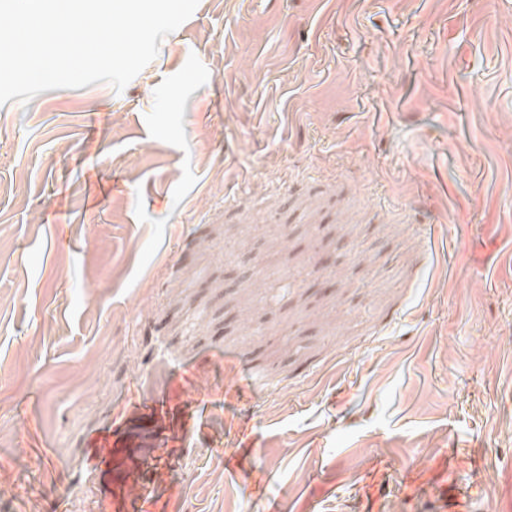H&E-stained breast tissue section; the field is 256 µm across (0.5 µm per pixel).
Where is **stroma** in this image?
Wrapping results in <instances>:
<instances>
[{
    "instance_id": "35a3bbf8",
    "label": "stroma",
    "mask_w": 512,
    "mask_h": 512,
    "mask_svg": "<svg viewBox=\"0 0 512 512\" xmlns=\"http://www.w3.org/2000/svg\"><path fill=\"white\" fill-rule=\"evenodd\" d=\"M460 500L512 512V0H199L0 106V512Z\"/></svg>"
}]
</instances>
